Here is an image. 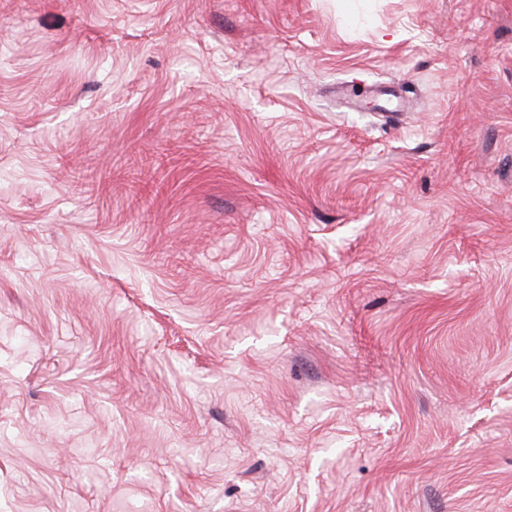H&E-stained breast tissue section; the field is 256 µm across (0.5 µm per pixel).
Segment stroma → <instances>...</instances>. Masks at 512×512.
<instances>
[{
    "mask_svg": "<svg viewBox=\"0 0 512 512\" xmlns=\"http://www.w3.org/2000/svg\"><path fill=\"white\" fill-rule=\"evenodd\" d=\"M0 512H512V0H0Z\"/></svg>",
    "mask_w": 512,
    "mask_h": 512,
    "instance_id": "stroma-1",
    "label": "stroma"
}]
</instances>
